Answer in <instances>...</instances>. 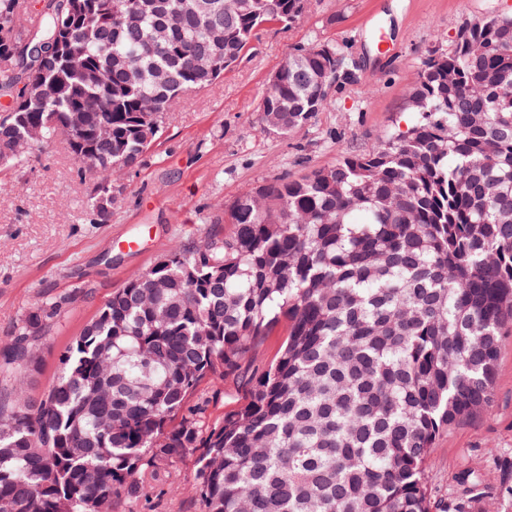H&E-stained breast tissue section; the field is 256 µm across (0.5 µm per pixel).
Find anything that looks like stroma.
Here are the masks:
<instances>
[{"mask_svg": "<svg viewBox=\"0 0 512 512\" xmlns=\"http://www.w3.org/2000/svg\"><path fill=\"white\" fill-rule=\"evenodd\" d=\"M511 10L512 0H311L298 24L265 28L233 71L179 98L141 164L117 174L123 194L104 224L92 223L87 207L95 175L80 170L65 135L34 147L23 166L0 171V341H11L38 303L70 298L36 345L37 370L0 368V393L21 380L39 398L60 374L61 353L112 292L172 243L227 232L224 206L237 195L379 147L410 121L406 90L427 52L439 42L452 47L462 22ZM320 41L347 46L354 82L334 89L332 109L291 136L261 133L256 106L270 73L292 46ZM246 395L230 377L203 385L190 402L214 422ZM493 405L438 437L429 469L435 499L459 495L469 472L482 483L472 512H512V497L501 492L512 484V335L503 339ZM197 460L193 452L148 474L145 494L115 512H201Z\"/></svg>", "mask_w": 512, "mask_h": 512, "instance_id": "obj_1", "label": "stroma"}]
</instances>
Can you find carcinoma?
Wrapping results in <instances>:
<instances>
[{"instance_id": "1", "label": "carcinoma", "mask_w": 512, "mask_h": 512, "mask_svg": "<svg viewBox=\"0 0 512 512\" xmlns=\"http://www.w3.org/2000/svg\"><path fill=\"white\" fill-rule=\"evenodd\" d=\"M0 0V167L31 124L64 131L97 174L93 223L112 216V175L139 164L184 93L212 86L258 32L290 27L303 0ZM35 64L53 85L18 87ZM342 47L296 45L257 112L287 136L352 82ZM412 119L224 206L228 234L176 244L112 293L61 354L39 399H0V512H114L144 477L199 451L204 512H467L435 505L437 437L493 407L512 332V14L465 23L406 91ZM64 299L36 305L0 363L33 371L32 345ZM248 399L211 424L188 405L253 361L280 324ZM99 384L105 395L91 400ZM285 327L280 325L269 336H265L256 347L254 365L259 368L264 367L277 354L285 336Z\"/></svg>"}]
</instances>
